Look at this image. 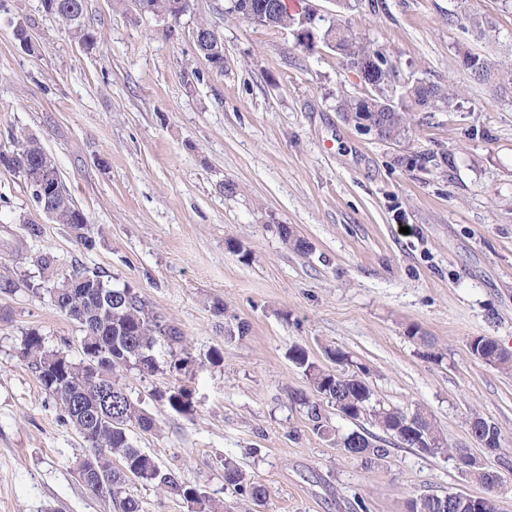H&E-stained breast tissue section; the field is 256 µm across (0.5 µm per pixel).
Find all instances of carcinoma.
Masks as SVG:
<instances>
[{"instance_id":"obj_1","label":"carcinoma","mask_w":512,"mask_h":512,"mask_svg":"<svg viewBox=\"0 0 512 512\" xmlns=\"http://www.w3.org/2000/svg\"><path fill=\"white\" fill-rule=\"evenodd\" d=\"M42 5L45 13L61 21L82 45L88 49L96 46L97 36L84 22L85 0H42ZM461 21L463 32L477 39L484 38L493 28L489 19L474 12L464 13ZM326 31L335 37L338 54L342 56L346 68L372 89L366 98L371 101L374 111L380 114V121L389 135L398 140L405 138L411 130L409 113L385 102V85L396 80L397 74L387 75L375 70L374 59L384 57L386 53L363 42L349 27L340 23L329 22ZM463 65L475 80L504 93L512 90V69L503 71L470 50L463 53ZM403 96L414 105L432 111L449 106L457 96V90L449 85L418 81L404 87ZM337 110L355 124L360 120L361 104L355 96H340ZM0 166L21 174L29 188L33 187L34 178L40 174L60 178L54 160L33 137L17 142L11 150H0ZM51 208L54 221L58 224H87L85 215L75 205L68 189L51 202ZM277 230L282 241L292 249H306V242L297 237L290 226L279 224ZM77 275L85 278L84 284L68 296V301L55 303L57 309L80 325L83 337L96 352L112 354V370L133 365L143 373L157 371L159 365L152 355L156 337L167 336L176 342L180 339L179 332L156 319L145 300L134 289H113L95 270L79 271ZM101 291H110L116 296V301L112 302V317L104 322L94 316V297ZM474 341L482 346L484 364L503 369L512 368V359L499 349L494 340L477 336ZM22 356L38 374L42 387L62 410L66 420L80 433L85 430L91 432L90 456L96 466L106 470L113 460L121 464V468L112 469L109 483L104 487L91 474L83 475V485L94 496L113 504L117 512H142L140 499L129 490L131 479L135 478L199 507V512H222V505L210 500L197 487L180 482L174 472L163 469L151 455L134 445L129 434L130 427L136 425L148 432L154 428L155 420L130 398L116 379L109 381L112 403L107 407L104 419L93 428L88 425L80 407H89L99 400L98 387L88 377L89 369L85 368L86 364L93 361L92 354H87L86 359L79 363L64 360L60 353L45 350L41 336L31 332L24 339ZM288 356L302 370L312 391L326 399L331 406L344 401L358 408L361 414L374 417L387 434L409 448L415 447V438H402L396 430L412 417L419 420L424 453H451L445 438L421 409L408 412L378 407L373 404V393L367 383L354 381L353 374L345 375L343 380L338 379L335 373L312 361L308 352L296 345L289 349ZM161 398L177 413L188 415L194 411L192 392L183 385L168 390ZM336 446L352 458L362 452L368 457H383L387 454V449L357 431L337 439ZM223 466L224 482L233 486L239 495L253 504L259 500L266 501L268 490L264 484L248 476L231 458L224 459ZM449 512H496V505L492 497L480 496L458 502Z\"/></svg>"}]
</instances>
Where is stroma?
Listing matches in <instances>:
<instances>
[{"instance_id":"1","label":"stroma","mask_w":512,"mask_h":512,"mask_svg":"<svg viewBox=\"0 0 512 512\" xmlns=\"http://www.w3.org/2000/svg\"><path fill=\"white\" fill-rule=\"evenodd\" d=\"M377 47L406 85H453L452 107H411L398 142L359 131L336 105L366 89L323 43L225 16V0H197L176 20L141 14L133 0H86L99 45L87 50L41 0L0 5V148L40 141L88 220L85 248L47 219L20 174L0 167V512H116L79 481L89 444L63 416L21 354L38 333L46 350L84 355L79 324L44 288L55 277L100 272L142 296L180 341L159 338L155 373L118 370L119 383L155 420L134 444L228 512H249L224 481L236 459L269 496L263 512H407L429 493L492 494L512 512V371L478 360L474 337L512 355V98L473 80L464 50L512 67V0H304ZM495 29L464 35V6ZM215 27L224 67L195 47L200 21ZM23 22L35 45L14 36ZM307 243L298 252L277 232ZM246 338L229 336L235 321ZM326 348L364 370L374 402L422 408L449 446L495 471L487 491L455 458L397 443L374 421L342 419L338 434L376 436L385 457L345 456L308 416L310 386L288 357ZM223 355L208 360L212 349ZM188 359L186 370L170 362ZM195 410L158 399L179 385ZM500 429L484 452L470 424Z\"/></svg>"}]
</instances>
